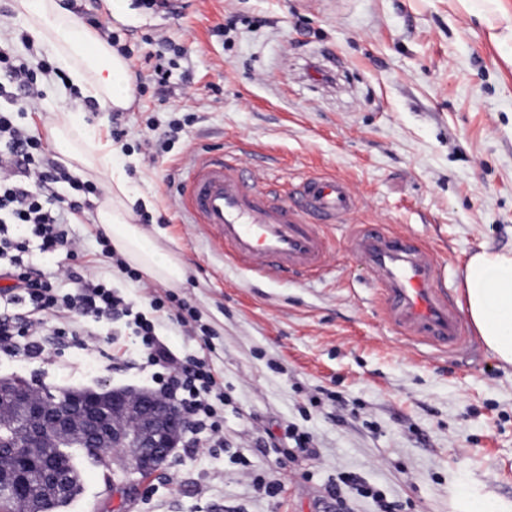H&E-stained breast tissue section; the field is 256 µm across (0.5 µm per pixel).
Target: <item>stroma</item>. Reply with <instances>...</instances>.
I'll return each mask as SVG.
<instances>
[{
  "mask_svg": "<svg viewBox=\"0 0 512 512\" xmlns=\"http://www.w3.org/2000/svg\"><path fill=\"white\" fill-rule=\"evenodd\" d=\"M97 2L81 23L110 27L144 78L115 160L143 197L144 229L183 263L173 292L199 324L187 333L161 320L159 338L177 356H206L223 381L224 445L191 430L164 468L120 494L111 472L80 460L82 492L60 512H336L329 490L344 474L400 512H455L477 493L512 512V365L482 343L445 355L401 337L345 246L352 223L412 231L446 261L458 301L471 255L512 252V41L492 40L459 0H177L172 14ZM160 36L184 49L165 91L148 57ZM42 90L36 123L80 109L110 139L106 116L84 111L56 77ZM186 115L184 132L147 154L145 140ZM201 153L227 155L283 196L310 175L348 179L359 208L324 229L327 273L258 279L227 260L180 203ZM71 232L76 259L35 250L32 266L101 275L149 311L145 288L103 255L96 211ZM114 329L92 351L52 332L41 354L0 351V376L54 392L153 389L132 365L136 337ZM289 425L313 437L316 457L259 447L265 430Z\"/></svg>",
  "mask_w": 512,
  "mask_h": 512,
  "instance_id": "35a3bbf8",
  "label": "stroma"
}]
</instances>
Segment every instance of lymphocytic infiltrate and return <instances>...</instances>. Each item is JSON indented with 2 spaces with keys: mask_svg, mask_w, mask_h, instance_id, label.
I'll return each instance as SVG.
<instances>
[{
  "mask_svg": "<svg viewBox=\"0 0 512 512\" xmlns=\"http://www.w3.org/2000/svg\"><path fill=\"white\" fill-rule=\"evenodd\" d=\"M49 60L30 66L13 45H0V300L22 301L29 311L22 318H0V350L14 352L15 337L25 338L28 352L39 353L37 341L47 327L60 323L76 327L80 318L125 321L139 340L143 365L151 371L158 394L182 409L194 428L208 431L212 445L224 444V431L210 400L223 391L208 362L200 357L179 358L156 334L155 314L162 313L180 326L195 314L172 293L152 294V315L94 274L76 277L73 292L59 293L57 272L43 273L25 263L30 244L42 253L77 257L79 245L70 236V218L94 207L102 194L94 182L80 178L61 164L44 145L29 114L42 95L43 77L54 74ZM68 187L59 194L57 185Z\"/></svg>",
  "mask_w": 512,
  "mask_h": 512,
  "instance_id": "lymphocytic-infiltrate-1",
  "label": "lymphocytic infiltrate"
}]
</instances>
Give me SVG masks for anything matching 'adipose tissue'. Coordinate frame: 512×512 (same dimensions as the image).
<instances>
[{
  "mask_svg": "<svg viewBox=\"0 0 512 512\" xmlns=\"http://www.w3.org/2000/svg\"><path fill=\"white\" fill-rule=\"evenodd\" d=\"M18 11L29 32L52 51L56 66L82 96L109 109L127 107L131 99L127 61L85 28L63 0H18ZM53 139L59 151L108 183L98 223L114 250L151 279L180 284L185 277L181 263L131 222L138 197L122 167L114 162L111 142L69 111L55 119ZM464 295L470 320L488 349L501 362L512 364V255L487 250L473 254L465 266Z\"/></svg>",
  "mask_w": 512,
  "mask_h": 512,
  "instance_id": "obj_1",
  "label": "adipose tissue"
}]
</instances>
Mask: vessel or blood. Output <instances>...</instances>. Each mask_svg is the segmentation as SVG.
Listing matches in <instances>:
<instances>
[{"label": "vessel or blood", "instance_id": "vessel-or-blood-1", "mask_svg": "<svg viewBox=\"0 0 512 512\" xmlns=\"http://www.w3.org/2000/svg\"><path fill=\"white\" fill-rule=\"evenodd\" d=\"M186 213L223 253L260 277H314L328 265L323 225L340 224L359 198L345 179L311 175L290 199L247 180L223 155L197 158L181 188ZM346 248L369 271L388 321L405 337L452 353L471 341L466 322L442 286L437 251L407 232L353 225Z\"/></svg>", "mask_w": 512, "mask_h": 512}]
</instances>
